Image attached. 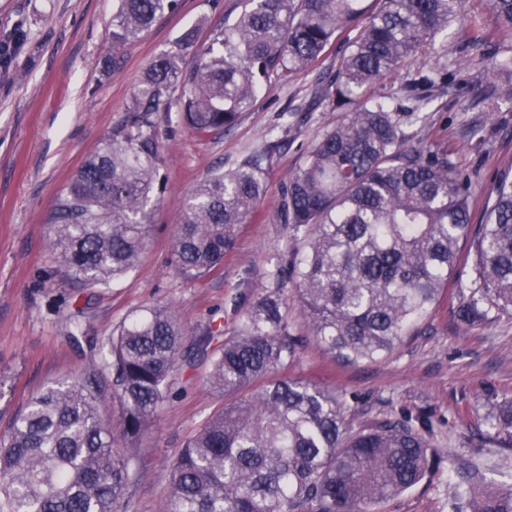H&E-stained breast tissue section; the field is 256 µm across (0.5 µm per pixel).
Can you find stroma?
<instances>
[{
  "instance_id": "35a3bbf8",
  "label": "stroma",
  "mask_w": 512,
  "mask_h": 512,
  "mask_svg": "<svg viewBox=\"0 0 512 512\" xmlns=\"http://www.w3.org/2000/svg\"><path fill=\"white\" fill-rule=\"evenodd\" d=\"M113 0H0V43L20 35L0 61V415L10 416L53 381L104 370L109 341L132 315L165 307L185 341L208 326L231 328L230 297L244 280L260 281L288 245L276 213L289 179L315 140L344 121L324 91L352 31L285 84L260 94L223 133L199 138L176 115L159 113L165 146L161 189L139 265L106 287L75 294L49 249V211L61 189L123 119L148 65L173 50L188 29L199 41L241 0H178L141 39L112 49ZM453 79L421 135L444 141L452 159L474 171L473 219H480L494 181L512 179V108L488 115L481 90L464 85L481 69L478 52L444 44ZM268 189L256 219L243 225L221 267L199 279L176 270L170 237L182 204L217 170H230L270 142ZM455 298L442 299L417 332L389 356L345 366L309 345L295 374L336 390L353 424L386 415L430 414L436 426V471L389 500L381 512H450L454 460L480 464L495 485L512 484V447L494 442L482 417L485 387L512 395V320L465 327ZM207 362L176 367L146 434L133 450L130 512H160L172 464L188 438L224 403L205 388Z\"/></svg>"
}]
</instances>
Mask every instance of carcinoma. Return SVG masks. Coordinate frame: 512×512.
<instances>
[{"instance_id": "1", "label": "carcinoma", "mask_w": 512, "mask_h": 512, "mask_svg": "<svg viewBox=\"0 0 512 512\" xmlns=\"http://www.w3.org/2000/svg\"><path fill=\"white\" fill-rule=\"evenodd\" d=\"M233 22L157 57L124 119L112 126L57 195L47 218L64 280L76 291L107 286L134 269L151 228L163 162L156 116L187 129L231 128L259 92L305 70L347 28L331 81L348 120L308 151L281 200L289 249L258 284L231 297L232 331L207 327L183 348L175 314L151 308L110 341L112 380L59 381L11 415L0 432V512H128L130 451L148 428L179 362H210L207 386L235 400L186 443L161 512H374L420 483L436 459L430 416L389 415L353 428L336 392L288 373L315 342L345 365L392 353L443 294L465 326L512 319V181H496L482 220L471 222L473 175L448 146L419 137L421 108L448 85L437 39L453 25L486 55L480 15L467 0H243ZM177 0H113L112 44L140 38ZM494 27L512 34V0H486ZM192 50L186 67L181 52ZM433 59L416 67L420 54ZM487 111L512 101V57L492 61ZM404 73L409 110L382 92ZM278 145L203 179L184 201L171 250L180 275L220 266L241 225L257 213ZM468 241L462 254L459 242ZM469 267L451 286L453 271ZM122 411L120 434L101 414ZM489 436L512 444V398L485 393ZM452 512H512V487L493 486L471 462L454 467Z\"/></svg>"}]
</instances>
